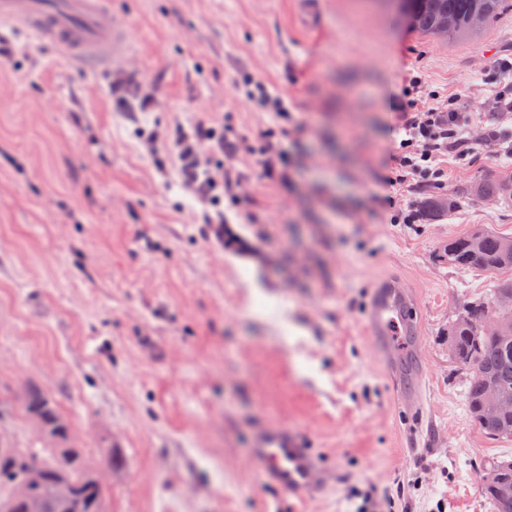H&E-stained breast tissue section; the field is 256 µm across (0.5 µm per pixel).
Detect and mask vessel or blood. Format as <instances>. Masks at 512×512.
<instances>
[{
    "mask_svg": "<svg viewBox=\"0 0 512 512\" xmlns=\"http://www.w3.org/2000/svg\"><path fill=\"white\" fill-rule=\"evenodd\" d=\"M110 0H0V24L57 46L71 62L92 70L124 67L129 51L125 26L113 16ZM364 325L392 378L398 400L415 409L425 366L420 358L416 301L399 283H380ZM252 457L265 483L306 498L318 481L320 464L303 438L288 428L261 430Z\"/></svg>",
    "mask_w": 512,
    "mask_h": 512,
    "instance_id": "obj_1",
    "label": "vessel or blood"
}]
</instances>
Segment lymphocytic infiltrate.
I'll return each mask as SVG.
<instances>
[{"label":"lymphocytic infiltrate","mask_w":512,"mask_h":512,"mask_svg":"<svg viewBox=\"0 0 512 512\" xmlns=\"http://www.w3.org/2000/svg\"><path fill=\"white\" fill-rule=\"evenodd\" d=\"M497 127L485 128L482 113L472 111L461 94L448 96L446 109H423L414 90L403 89L395 104V129L400 134L399 162L384 178L389 195L380 198L381 207L390 209L391 223L413 224L416 214L395 212L394 193L411 184L439 185L448 178L443 162L447 157L466 158L472 151L471 134L482 128L486 140L498 144L512 142V82L499 86L494 96ZM171 156L183 185L201 202L210 205L206 223L214 227L216 238L224 236V213L218 210L219 196L234 193L243 174L228 164L245 145V138L218 132L211 120L199 119L176 125L166 133Z\"/></svg>","instance_id":"f902f5d3"}]
</instances>
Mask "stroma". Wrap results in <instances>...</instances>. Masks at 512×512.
<instances>
[{
  "mask_svg": "<svg viewBox=\"0 0 512 512\" xmlns=\"http://www.w3.org/2000/svg\"><path fill=\"white\" fill-rule=\"evenodd\" d=\"M112 7L131 42L123 87L0 27L15 48L0 58V441L55 447L25 411L36 386L100 476L103 512H493L486 464L512 458V437L471 420L448 324L500 277L453 267L445 248L477 228L512 238V158L475 138L443 187L404 192L414 224L374 199L403 84L420 78L429 108L460 93L491 112L512 0L460 40L407 28L381 0ZM249 77L288 113L251 101ZM201 117L288 151L284 186L253 179L252 154L232 160L247 182L224 214L242 249L214 238L162 139ZM385 277L419 304L418 419L397 409L363 326ZM270 426L321 459L323 488L303 504L251 458Z\"/></svg>",
  "mask_w": 512,
  "mask_h": 512,
  "instance_id": "35a3bbf8",
  "label": "stroma"
}]
</instances>
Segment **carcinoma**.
Listing matches in <instances>:
<instances>
[{
  "label": "carcinoma",
  "mask_w": 512,
  "mask_h": 512,
  "mask_svg": "<svg viewBox=\"0 0 512 512\" xmlns=\"http://www.w3.org/2000/svg\"><path fill=\"white\" fill-rule=\"evenodd\" d=\"M419 8L411 18L413 29L436 34L444 19L451 18L448 38L469 35L483 27L503 8L504 0H417ZM506 237L497 233L478 230L467 236L448 240V261L461 269L482 270L493 274L512 271V255L503 249ZM489 309L487 301H473L464 306L462 318L451 327L450 343L454 361L467 374H478L469 379L467 402L470 417L482 428L491 424L501 430V437L512 436V411L495 418L486 415L488 405L484 396V380L497 382L505 396L512 398V336H486L480 326ZM26 411L30 416L41 415L53 408L49 396L34 387L26 397ZM38 463L46 471L45 482L30 490L27 500H38L45 505V512H102V488L91 482L82 471L79 460L61 463L55 450L48 449V457H37L19 448L10 452L0 451V512H27L26 500L13 496L14 484L21 478L28 463ZM66 484L70 494L61 498L56 488ZM484 494L492 503L493 512H512V494H501L490 487Z\"/></svg>",
  "instance_id": "obj_1"
}]
</instances>
